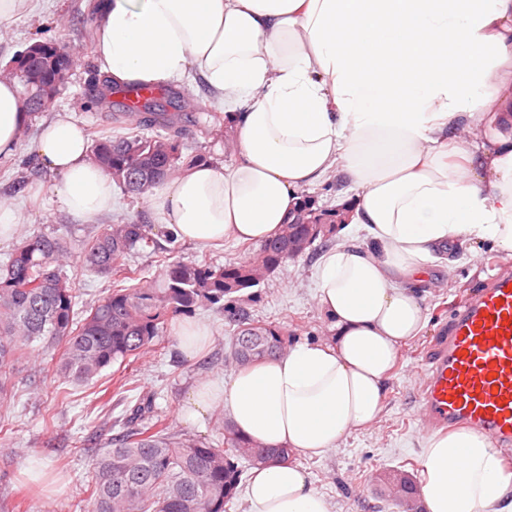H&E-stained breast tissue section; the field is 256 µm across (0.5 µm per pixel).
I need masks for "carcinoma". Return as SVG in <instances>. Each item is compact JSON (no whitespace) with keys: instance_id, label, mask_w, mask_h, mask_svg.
I'll return each instance as SVG.
<instances>
[{"instance_id":"cac0c4a2","label":"carcinoma","mask_w":512,"mask_h":512,"mask_svg":"<svg viewBox=\"0 0 512 512\" xmlns=\"http://www.w3.org/2000/svg\"><path fill=\"white\" fill-rule=\"evenodd\" d=\"M36 46L41 54L30 58L23 54L13 68V75L33 98L37 86L29 81V74L37 73L50 83L77 60V53L65 45L45 41ZM93 88L97 103L112 111L114 86L97 76ZM167 100L175 109L188 106L180 90H168ZM166 106L150 112L126 109L131 121L155 128V133L92 138L91 159L134 199L144 198L182 165L180 131L166 118ZM314 206L311 197H304L300 213L308 223L284 225L276 238L239 262L215 267L175 260L161 277L149 280L132 276L122 260L130 253H156L155 234L137 222L109 224L83 244L81 261L88 271L113 279L118 287L80 312L75 289L63 271L69 259L66 245L49 235L23 238L0 263V406H5L17 364L40 357L44 348L61 346L59 357L46 365L68 382L84 385L104 370L138 357L173 315L220 302L235 325L229 357L238 367L284 354L280 328L247 322L233 303L314 242H326L336 233L334 223L311 221ZM132 280V286H121ZM119 401L126 402L125 413L107 421L116 433L89 461L81 512H225L239 493L244 465L294 459L287 448L269 449L251 442L228 419L219 427L216 441L202 443L170 432L165 420L153 414L151 398L123 395ZM390 485L391 494L411 512L415 484L397 473Z\"/></svg>"}]
</instances>
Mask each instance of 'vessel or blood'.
<instances>
[{
	"mask_svg": "<svg viewBox=\"0 0 512 512\" xmlns=\"http://www.w3.org/2000/svg\"><path fill=\"white\" fill-rule=\"evenodd\" d=\"M427 373L424 430L466 425L512 448V275L459 301Z\"/></svg>",
	"mask_w": 512,
	"mask_h": 512,
	"instance_id": "1",
	"label": "vessel or blood"
}]
</instances>
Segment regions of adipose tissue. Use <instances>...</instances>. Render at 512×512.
<instances>
[{
    "label": "adipose tissue",
    "mask_w": 512,
    "mask_h": 512,
    "mask_svg": "<svg viewBox=\"0 0 512 512\" xmlns=\"http://www.w3.org/2000/svg\"><path fill=\"white\" fill-rule=\"evenodd\" d=\"M98 70L114 85L166 88L198 74L223 102L236 159L196 162L148 197L157 222L206 249L260 242L294 217L303 189L338 176L336 220L367 244L317 263L329 340L297 345L197 382L182 417L219 409L248 439L321 456L379 417L402 345L425 314L416 287L451 244L512 252V0H100ZM33 114L0 81V155ZM59 177V208L89 224L115 181L70 116L42 122L31 147ZM426 512H480L512 490V470L472 429L424 439ZM250 512H331L294 463L255 468Z\"/></svg>",
    "instance_id": "obj_1"
}]
</instances>
